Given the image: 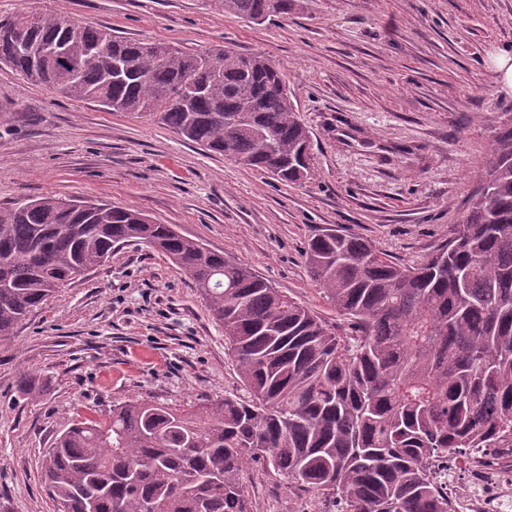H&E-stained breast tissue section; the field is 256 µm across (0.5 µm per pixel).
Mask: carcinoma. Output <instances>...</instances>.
Here are the masks:
<instances>
[{
	"label": "carcinoma",
	"instance_id": "1",
	"mask_svg": "<svg viewBox=\"0 0 512 512\" xmlns=\"http://www.w3.org/2000/svg\"><path fill=\"white\" fill-rule=\"evenodd\" d=\"M220 4L260 24L296 0ZM63 19L36 9L0 17V46L18 31L52 50L36 67L21 55L3 63L276 180L311 176L310 131L265 56L137 42L90 22L73 31ZM107 39L125 65L111 80L99 54ZM141 217L83 198L0 207V338L73 274L141 243L189 276L245 394L186 409L131 399L106 421H73L45 457L56 512H253L249 481L260 471L329 497L336 512H451L433 460L512 448V123L495 133L462 223L423 262L397 263L335 228L308 239L307 270L342 327L251 266Z\"/></svg>",
	"mask_w": 512,
	"mask_h": 512
}]
</instances>
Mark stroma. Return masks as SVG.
<instances>
[{
    "instance_id": "1",
    "label": "stroma",
    "mask_w": 512,
    "mask_h": 512,
    "mask_svg": "<svg viewBox=\"0 0 512 512\" xmlns=\"http://www.w3.org/2000/svg\"><path fill=\"white\" fill-rule=\"evenodd\" d=\"M31 8L126 39L270 58L311 131L314 172L277 181L0 64V206L53 195L139 210L330 321L302 256L309 237L335 225L392 260L424 261L460 222L497 128L512 121L500 69L512 61V0H300L262 24L218 0H0V17ZM24 372L39 394L25 393ZM242 392L188 276L145 246L115 249L0 339V512H54L44 455L75 416ZM249 487L254 512L330 508L278 475Z\"/></svg>"
}]
</instances>
